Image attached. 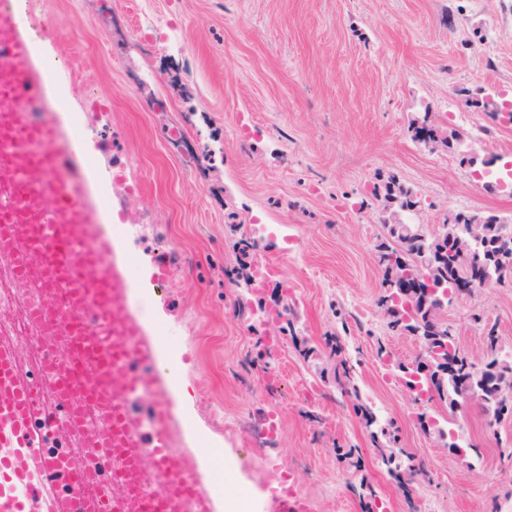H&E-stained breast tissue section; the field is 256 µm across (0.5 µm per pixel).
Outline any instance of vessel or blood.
<instances>
[{
	"instance_id": "obj_1",
	"label": "vessel or blood",
	"mask_w": 512,
	"mask_h": 512,
	"mask_svg": "<svg viewBox=\"0 0 512 512\" xmlns=\"http://www.w3.org/2000/svg\"><path fill=\"white\" fill-rule=\"evenodd\" d=\"M15 0H0V257L17 286L41 293L26 310L43 362L23 381L13 347H0V512H215L192 451L174 452L176 404L157 366L156 344L132 311L125 267L98 224L85 174L59 126L45 120L42 74ZM52 383L65 422L41 401ZM106 428L89 429L85 405ZM78 438L99 455L88 468L48 462L34 424ZM110 467L109 502L89 497ZM75 488L50 503L60 471Z\"/></svg>"
}]
</instances>
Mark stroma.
Wrapping results in <instances>:
<instances>
[{
    "label": "stroma",
    "mask_w": 512,
    "mask_h": 512,
    "mask_svg": "<svg viewBox=\"0 0 512 512\" xmlns=\"http://www.w3.org/2000/svg\"><path fill=\"white\" fill-rule=\"evenodd\" d=\"M36 16L69 39L63 52L44 46L56 65L44 104L67 91L61 128L75 119L91 135L102 225L137 228L118 251L138 258L144 329L176 352L159 366L202 467L223 455L254 512H278L264 484L313 512H512V415L492 425L470 407L456 461L418 419L448 408L413 403L379 358L382 346L407 361L418 346L385 325L375 250L386 216L375 191L391 177L416 203L400 219L427 233L456 212L512 224V181L498 179L512 123L471 105L512 101V0H43ZM423 116L459 143L415 141ZM257 224L264 237L242 253L241 231ZM246 264L267 270L264 288L237 287ZM285 302L292 330L260 322V308ZM446 317L472 361L490 326L512 349V283ZM335 342L358 398L320 375ZM389 425L430 472L408 496L377 449ZM352 446L357 470L337 458Z\"/></svg>",
    "instance_id": "obj_1"
}]
</instances>
